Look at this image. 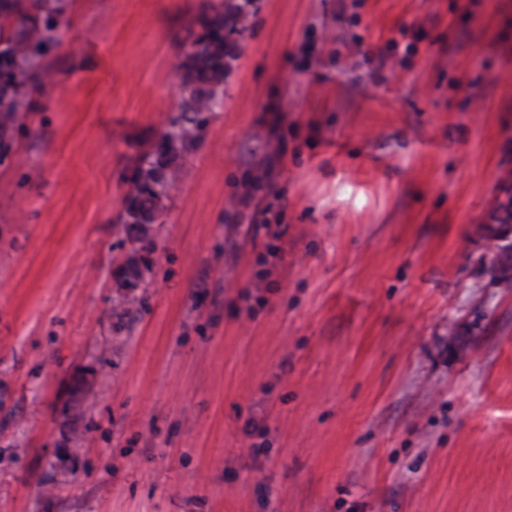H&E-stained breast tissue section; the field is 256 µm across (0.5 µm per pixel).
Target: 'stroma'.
Segmentation results:
<instances>
[{
  "instance_id": "35a3bbf8",
  "label": "stroma",
  "mask_w": 512,
  "mask_h": 512,
  "mask_svg": "<svg viewBox=\"0 0 512 512\" xmlns=\"http://www.w3.org/2000/svg\"><path fill=\"white\" fill-rule=\"evenodd\" d=\"M205 2L65 0L18 114L0 512H512V0H253L125 288Z\"/></svg>"
}]
</instances>
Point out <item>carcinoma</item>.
<instances>
[{
  "instance_id": "1",
  "label": "carcinoma",
  "mask_w": 512,
  "mask_h": 512,
  "mask_svg": "<svg viewBox=\"0 0 512 512\" xmlns=\"http://www.w3.org/2000/svg\"><path fill=\"white\" fill-rule=\"evenodd\" d=\"M249 4L251 0H243L232 11L226 0H212L192 22L194 29L180 64L179 113L169 118L165 132L134 168L120 223H138L142 210L149 214L150 223L158 219L162 201L172 190L168 168L181 153L196 146L209 114L219 105L218 89L232 70L224 52V33L243 34L235 13ZM61 14L62 7L49 0H0V156L12 148L14 118L25 107L24 89L40 86L50 76L41 64L59 44ZM123 274L127 286L136 287L143 275L140 262L130 258Z\"/></svg>"
}]
</instances>
